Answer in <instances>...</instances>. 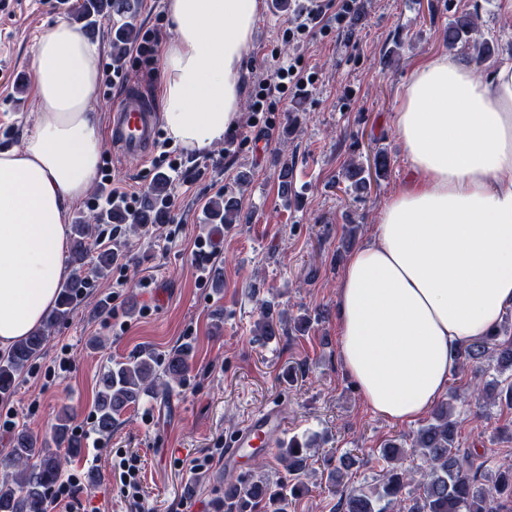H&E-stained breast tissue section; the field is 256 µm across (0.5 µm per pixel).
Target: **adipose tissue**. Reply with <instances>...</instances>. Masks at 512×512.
I'll return each mask as SVG.
<instances>
[{
	"label": "adipose tissue",
	"mask_w": 512,
	"mask_h": 512,
	"mask_svg": "<svg viewBox=\"0 0 512 512\" xmlns=\"http://www.w3.org/2000/svg\"><path fill=\"white\" fill-rule=\"evenodd\" d=\"M260 0H166L174 37L161 55L165 130L205 149L235 126L243 60ZM39 111L0 150V348L32 333L66 273L67 211L94 178L99 54L60 21L37 45ZM408 176L337 283L344 370L377 415L403 424L448 389L457 350L495 333L512 305V64L487 78L439 56L392 114Z\"/></svg>",
	"instance_id": "adipose-tissue-1"
}]
</instances>
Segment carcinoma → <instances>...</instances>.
Here are the masks:
<instances>
[{
  "instance_id": "carcinoma-1",
  "label": "carcinoma",
  "mask_w": 512,
  "mask_h": 512,
  "mask_svg": "<svg viewBox=\"0 0 512 512\" xmlns=\"http://www.w3.org/2000/svg\"><path fill=\"white\" fill-rule=\"evenodd\" d=\"M75 21L84 34L95 31L101 18L114 21L112 25V57L119 59L133 40L135 33L130 18L138 9L137 0H77ZM448 48L474 47L482 61L495 55L490 42L481 39L473 13H462L448 23ZM387 154L376 151L373 170L360 164L351 165L345 174L348 185L345 191L363 194L370 189L371 180H380L389 170ZM168 183L163 175L156 178L145 196L142 207L132 221L139 228L158 224L168 214ZM242 210L241 197L233 190L219 194L210 202L209 219L216 224H238ZM94 224L79 219L72 225L70 245L71 277L59 289L57 303L45 317L41 328L15 344L7 353L0 354V400H7L14 393L16 379L29 362L41 351L55 325L67 319L78 299L87 288L85 257L93 225L110 222L125 224L128 217L116 205L112 209L93 215ZM255 333L268 339L279 334V320L274 318L269 304L262 305L261 316L255 323ZM191 348L174 349L168 354L164 366H159L151 352H141L123 362L109 367L98 381L95 401V427L102 434L112 433L117 416L144 395H157L168 390L169 382L180 379L189 364ZM488 356L495 359L497 378L492 388L477 390V407L487 411L493 406L512 407V337L497 332L492 336L477 338L463 347L459 357L467 362ZM455 406L443 401L437 405L431 420L413 436L408 446L393 441L380 450L381 459L394 467L387 471L382 493L367 494L350 491L341 494V512H386L388 505L399 501L413 481V473L403 468L410 456H418L425 464L422 493L409 499L406 512H501V501H512V465L499 468L493 476L483 479L467 452L456 442ZM73 413L64 407L56 417L54 443L21 432L15 436L0 466L14 470V476L0 480V512H48L52 489L64 474L68 460L80 455L82 438L73 432ZM67 448L66 455L58 448ZM288 461L287 468L293 482L280 485L271 491L263 480L251 482L240 490L235 484L224 489V512H256L268 503L275 512H287L288 499L301 496L305 487L298 480L307 465L306 446L290 440L288 447L279 449ZM340 466L330 473L332 486L339 487L356 460L348 452L340 457Z\"/></svg>"
}]
</instances>
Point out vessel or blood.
<instances>
[{
	"label": "vessel or blood",
	"mask_w": 512,
	"mask_h": 512,
	"mask_svg": "<svg viewBox=\"0 0 512 512\" xmlns=\"http://www.w3.org/2000/svg\"><path fill=\"white\" fill-rule=\"evenodd\" d=\"M112 140L123 154L148 159L159 133L157 114L137 94L127 95L114 105L111 114ZM283 429L278 407L268 406L252 414L226 444L224 467L237 469L247 450L274 448Z\"/></svg>",
	"instance_id": "1"
}]
</instances>
